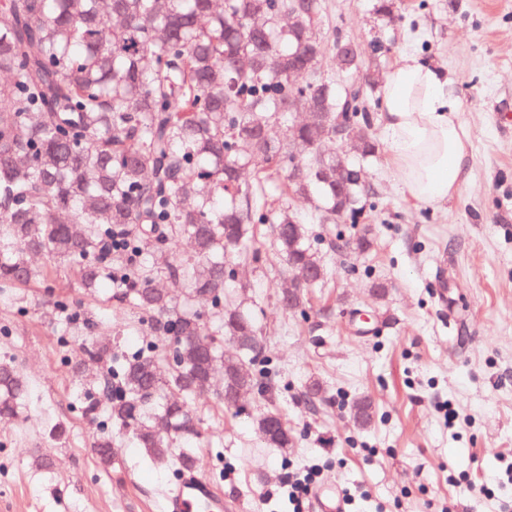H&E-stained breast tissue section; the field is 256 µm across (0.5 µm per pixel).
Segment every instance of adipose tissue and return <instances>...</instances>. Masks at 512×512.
I'll return each mask as SVG.
<instances>
[{
    "label": "adipose tissue",
    "instance_id": "1",
    "mask_svg": "<svg viewBox=\"0 0 512 512\" xmlns=\"http://www.w3.org/2000/svg\"><path fill=\"white\" fill-rule=\"evenodd\" d=\"M384 135L404 192L417 203L445 205L470 174L471 143L448 80L435 66L404 59L381 98Z\"/></svg>",
    "mask_w": 512,
    "mask_h": 512
}]
</instances>
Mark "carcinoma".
I'll return each mask as SVG.
<instances>
[{
    "label": "carcinoma",
    "mask_w": 512,
    "mask_h": 512,
    "mask_svg": "<svg viewBox=\"0 0 512 512\" xmlns=\"http://www.w3.org/2000/svg\"><path fill=\"white\" fill-rule=\"evenodd\" d=\"M322 13V0H0V296L59 271L88 290L109 281L150 318L170 349L128 358L92 343L88 353L111 363L95 387L112 425L155 464L181 446L179 466L194 465L202 432L188 399L216 369L224 407L239 391L271 397L270 372L256 368L258 310L226 288L234 260L266 261L257 230L270 224L291 281L282 307L305 314L327 267L288 196L308 199L346 249L372 246L370 229L341 225L375 207L361 162L378 151L366 105L376 81L371 71L350 81L363 51L339 52L349 42L339 31L326 47ZM287 112L306 116L279 141L271 128ZM338 114L350 137L336 153ZM161 279L184 288V304ZM226 339L237 357H225ZM25 394L13 361L0 360V421L18 417ZM350 414L365 426L372 406L363 398ZM277 416L256 425L268 447L290 448ZM94 448L112 466V438Z\"/></svg>",
    "instance_id": "cac0c4a2"
}]
</instances>
